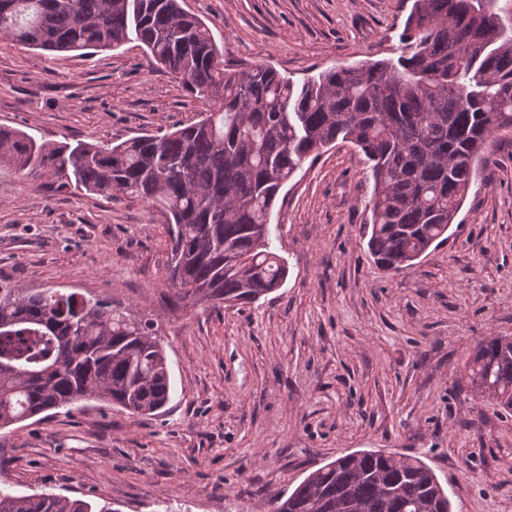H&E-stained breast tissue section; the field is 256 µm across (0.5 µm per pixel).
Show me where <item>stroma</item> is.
Returning a JSON list of instances; mask_svg holds the SVG:
<instances>
[{
    "label": "stroma",
    "instance_id": "35a3bbf8",
    "mask_svg": "<svg viewBox=\"0 0 512 512\" xmlns=\"http://www.w3.org/2000/svg\"><path fill=\"white\" fill-rule=\"evenodd\" d=\"M414 0H183L224 61L294 84L397 59ZM199 101L142 45L87 55L0 41V128L51 144H117L197 121ZM369 165L336 142L280 191L271 224L288 264L253 304L178 301L161 207L108 199L0 166V284L76 292L151 318L169 364L164 413L79 404L0 431V481L116 512H266L274 494L356 451L424 461L452 512H512V413L460 369L512 338V135L473 181L448 239L399 272L363 236Z\"/></svg>",
    "mask_w": 512,
    "mask_h": 512
}]
</instances>
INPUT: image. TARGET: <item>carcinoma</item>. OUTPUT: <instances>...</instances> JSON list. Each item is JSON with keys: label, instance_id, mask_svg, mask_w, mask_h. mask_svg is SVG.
Segmentation results:
<instances>
[{"label": "carcinoma", "instance_id": "1", "mask_svg": "<svg viewBox=\"0 0 512 512\" xmlns=\"http://www.w3.org/2000/svg\"><path fill=\"white\" fill-rule=\"evenodd\" d=\"M414 0L397 60L333 67L296 87L277 70L224 67V48L181 0H0V38L55 53L114 50L136 37L200 120L161 136L53 146L0 128V165L167 211L166 279L195 304L253 303L288 267L272 246L285 183L341 139L370 163L367 246L399 271L448 239L496 137L512 134V0ZM472 391L512 412V345L479 343ZM172 380L154 322L105 299L0 286V430L82 401L154 415ZM420 459L342 456L276 494L268 512H452ZM0 512H117L82 499L0 489Z\"/></svg>", "mask_w": 512, "mask_h": 512}]
</instances>
